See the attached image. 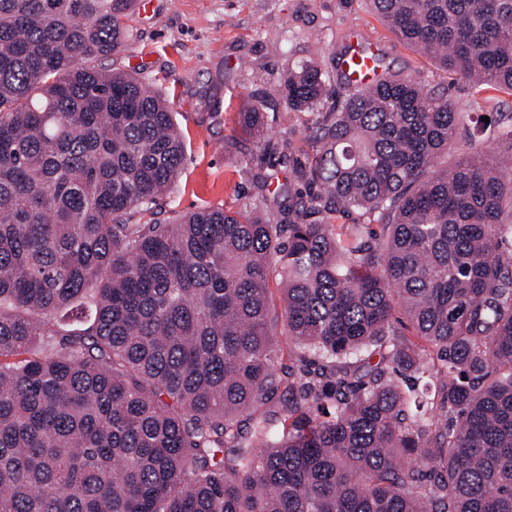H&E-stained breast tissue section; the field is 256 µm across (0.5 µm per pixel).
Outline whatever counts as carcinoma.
Here are the masks:
<instances>
[{"label":"carcinoma","instance_id":"obj_1","mask_svg":"<svg viewBox=\"0 0 512 512\" xmlns=\"http://www.w3.org/2000/svg\"><path fill=\"white\" fill-rule=\"evenodd\" d=\"M371 3L512 92V0ZM135 5L0 0V512H512V155L476 138L498 120L451 155L466 115L420 77L338 68L330 104L306 62L281 98L327 108L293 169L317 192L261 206L288 222L131 224L186 159L168 100L92 65L130 45ZM240 122L254 162L279 153L259 108ZM351 210L342 232L310 219ZM283 344L325 364L283 380Z\"/></svg>","mask_w":512,"mask_h":512}]
</instances>
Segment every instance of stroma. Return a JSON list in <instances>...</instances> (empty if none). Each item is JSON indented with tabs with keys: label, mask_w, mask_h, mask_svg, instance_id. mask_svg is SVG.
Segmentation results:
<instances>
[{
	"label": "stroma",
	"mask_w": 512,
	"mask_h": 512,
	"mask_svg": "<svg viewBox=\"0 0 512 512\" xmlns=\"http://www.w3.org/2000/svg\"><path fill=\"white\" fill-rule=\"evenodd\" d=\"M132 25L135 40L103 65L139 72L166 96L187 144L181 174L156 209L161 223L201 207L258 206L250 163L256 145L237 124L252 105L284 144L262 173L272 187L284 183L310 153L320 117L288 111L280 86L305 60L335 73L339 54L359 33L381 69L418 76L447 92L460 111L490 113L512 126V94L475 88L407 47L369 0H151Z\"/></svg>",
	"instance_id": "35a3bbf8"
}]
</instances>
